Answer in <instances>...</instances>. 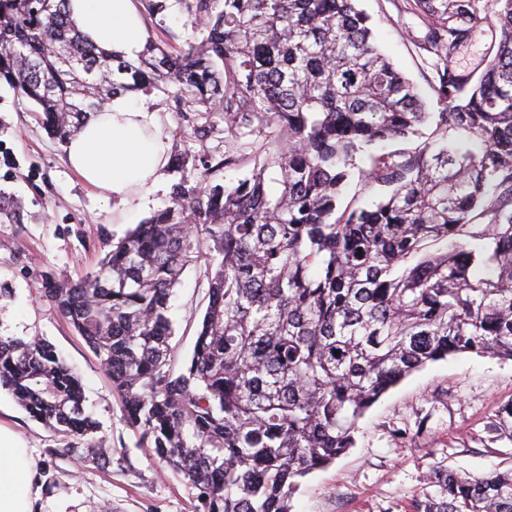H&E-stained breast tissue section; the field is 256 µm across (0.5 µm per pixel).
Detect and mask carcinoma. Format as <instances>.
Returning a JSON list of instances; mask_svg holds the SVG:
<instances>
[{
	"instance_id": "cac0c4a2",
	"label": "carcinoma",
	"mask_w": 512,
	"mask_h": 512,
	"mask_svg": "<svg viewBox=\"0 0 512 512\" xmlns=\"http://www.w3.org/2000/svg\"><path fill=\"white\" fill-rule=\"evenodd\" d=\"M66 2L0 0V83L43 112L52 138L68 142L117 95L171 84L195 138L224 113L221 160L174 152L169 204L85 278L40 291L107 371L127 425L198 490L200 512H291L299 479L353 447L391 387L450 355L512 360V0L490 12L405 0L438 112L358 0H175L202 38L167 30L135 60L88 42ZM142 6L154 19L171 8ZM487 23L500 38L480 74L450 69ZM364 156V185L388 192L344 205ZM200 262L208 302L177 372L169 298ZM0 387L67 440L59 456L112 466L52 344L0 336ZM494 430L512 440V403ZM432 479L439 498L414 512H512V473Z\"/></svg>"
}]
</instances>
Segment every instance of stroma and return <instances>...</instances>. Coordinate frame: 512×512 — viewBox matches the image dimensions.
Masks as SVG:
<instances>
[{"mask_svg": "<svg viewBox=\"0 0 512 512\" xmlns=\"http://www.w3.org/2000/svg\"><path fill=\"white\" fill-rule=\"evenodd\" d=\"M377 39L397 67L419 86L430 75L413 43L419 21L402 0H361ZM169 150L224 152V122L212 117L206 140L194 138L171 97L152 91ZM180 178L164 168L158 190L121 208L86 184L67 164L63 144L46 133L33 104L0 86V196L16 199V223H0V336L42 338L81 377L86 407L113 448L111 468L53 456L64 442L33 420L0 387V425L25 442L41 487L34 512H196L197 491L163 470L127 426L110 379L70 324L37 290L45 277L76 282L95 270L109 241L165 207ZM207 283L188 268L170 298L172 339L179 357L193 346ZM512 402V360L458 354L427 364L386 392L359 421L355 445L327 468L302 478L292 512H414L435 494L430 477L441 467L480 476L512 469V441L492 424Z\"/></svg>", "mask_w": 512, "mask_h": 512, "instance_id": "1", "label": "stroma"}]
</instances>
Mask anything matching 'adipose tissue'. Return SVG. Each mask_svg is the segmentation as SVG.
Segmentation results:
<instances>
[{
	"label": "adipose tissue",
	"mask_w": 512,
	"mask_h": 512,
	"mask_svg": "<svg viewBox=\"0 0 512 512\" xmlns=\"http://www.w3.org/2000/svg\"><path fill=\"white\" fill-rule=\"evenodd\" d=\"M67 10L82 35L104 51L132 59L148 39L133 0H67ZM166 152L152 104L126 96L90 114L66 145L69 166L118 206L157 185ZM33 470L22 441L0 428V512H33L40 497Z\"/></svg>",
	"instance_id": "adipose-tissue-1"
}]
</instances>
